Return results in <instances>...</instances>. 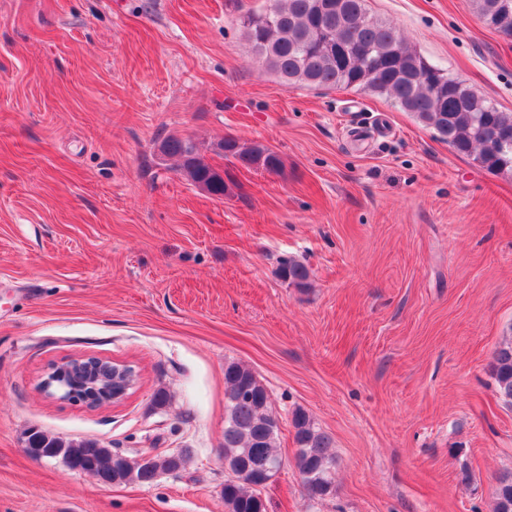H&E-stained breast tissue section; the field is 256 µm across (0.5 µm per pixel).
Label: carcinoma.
<instances>
[{
	"instance_id": "cac0c4a2",
	"label": "carcinoma",
	"mask_w": 512,
	"mask_h": 512,
	"mask_svg": "<svg viewBox=\"0 0 512 512\" xmlns=\"http://www.w3.org/2000/svg\"><path fill=\"white\" fill-rule=\"evenodd\" d=\"M271 0L261 13L248 12L240 26L252 50L287 86L321 90L357 87L384 96L417 120L432 127L458 155L472 158L494 174H512V112L451 73L428 62L392 26L372 17L365 0ZM481 21L499 35L512 38V0H472ZM160 152L177 162V173L194 186L221 198L227 190L190 137L171 135ZM215 151L249 168L277 173L278 153L258 144L227 137ZM281 277L296 287L308 285L309 270L294 258L283 259ZM492 370L497 395L512 405V337L496 348ZM79 394L88 393L85 367L65 376ZM269 395L255 373L240 362L224 365V506L227 512H266L258 481L265 467L282 462L276 446L279 419L269 410ZM297 468L308 493L323 499L334 491L330 452L333 438L298 410L292 418ZM25 448L35 458L61 457L72 469L93 474L107 485L149 483L158 473L185 468L189 455L180 452L131 460L96 440L65 441L44 431L26 433ZM494 512H512V472L501 474L495 488Z\"/></svg>"
}]
</instances>
